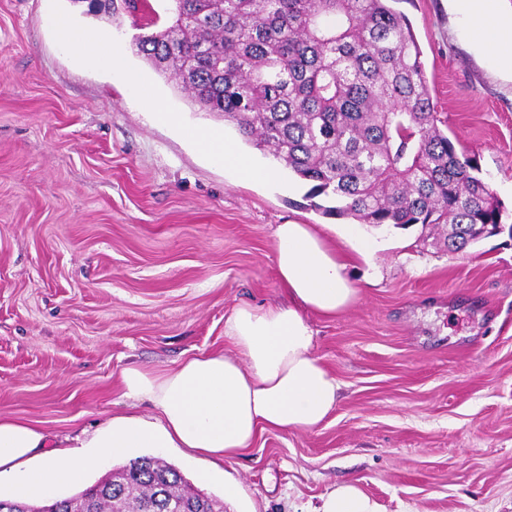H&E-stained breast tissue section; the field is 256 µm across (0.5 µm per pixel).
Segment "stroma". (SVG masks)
<instances>
[{
	"instance_id": "obj_1",
	"label": "stroma",
	"mask_w": 512,
	"mask_h": 512,
	"mask_svg": "<svg viewBox=\"0 0 512 512\" xmlns=\"http://www.w3.org/2000/svg\"><path fill=\"white\" fill-rule=\"evenodd\" d=\"M437 110L504 203V229L452 254L420 226H362L358 301L310 316L314 352L341 385L319 429L263 432L218 465L185 448H132L43 503L75 496L143 456L237 512H311L357 482L380 512H512V79L448 0H401ZM107 34L113 67L64 48L52 13ZM125 11L87 0H0V417L60 441L128 413L122 368H176L232 353L224 322L284 293L274 229L338 225L288 169L245 180L183 130L223 132L254 167L274 161L195 106L132 47ZM147 90L170 124L155 122Z\"/></svg>"
}]
</instances>
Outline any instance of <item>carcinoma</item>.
I'll return each instance as SVG.
<instances>
[{"mask_svg":"<svg viewBox=\"0 0 512 512\" xmlns=\"http://www.w3.org/2000/svg\"><path fill=\"white\" fill-rule=\"evenodd\" d=\"M400 0H171L158 27L147 0L135 42L194 104L310 184L329 216L444 229L451 254L500 224L504 206L475 160L440 130L422 50ZM224 512L172 465L141 457L80 494L0 512Z\"/></svg>","mask_w":512,"mask_h":512,"instance_id":"carcinoma-1","label":"carcinoma"}]
</instances>
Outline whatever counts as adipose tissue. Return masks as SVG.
<instances>
[{
  "instance_id": "adipose-tissue-1",
  "label": "adipose tissue",
  "mask_w": 512,
  "mask_h": 512,
  "mask_svg": "<svg viewBox=\"0 0 512 512\" xmlns=\"http://www.w3.org/2000/svg\"><path fill=\"white\" fill-rule=\"evenodd\" d=\"M481 30L484 53L512 73V22L499 18L487 0H454ZM53 27L61 43L93 62L113 63L105 34L82 33L62 16ZM210 157L241 176L270 180L275 169L257 170L220 133L188 130ZM277 279L288 296L282 306L236 307L224 334L236 351L194 355L178 367L154 372L126 368L120 383L127 399L152 404L155 419L109 418L93 432L68 439L67 450H48L44 431L27 421L0 418V498H33L75 482L127 448H185L224 460L251 446L263 431H312L335 410L336 377L313 351L309 315L332 317L358 299L347 277L349 253L370 255L373 240L347 225L332 241L311 224H280L275 230ZM314 512H379L354 482L322 496Z\"/></svg>"
}]
</instances>
